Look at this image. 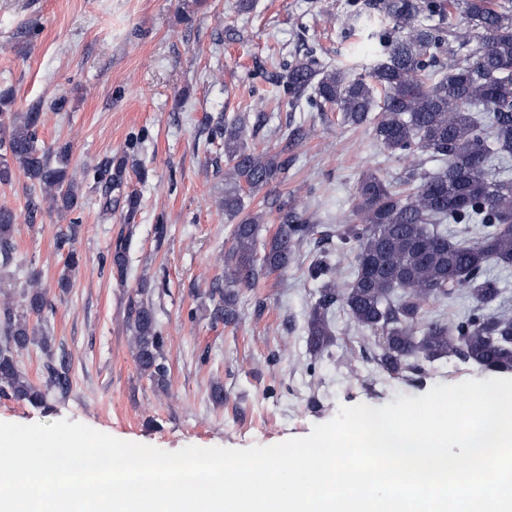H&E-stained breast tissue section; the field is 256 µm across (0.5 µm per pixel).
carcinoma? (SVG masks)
<instances>
[{
  "mask_svg": "<svg viewBox=\"0 0 512 512\" xmlns=\"http://www.w3.org/2000/svg\"><path fill=\"white\" fill-rule=\"evenodd\" d=\"M378 12L392 22L372 29L360 11L345 15L350 30L368 31L384 52L357 73L308 55L288 66L284 96L291 108L336 110L347 125H373L374 137L407 165L390 180L373 168L362 172L351 209L337 237L356 252V270L341 280L328 257L308 270L319 283L307 332L310 348L322 353L333 343L328 319L333 308L347 315L372 345V358L391 377L419 372L424 364L457 358L495 373L512 372V315L499 310L502 291L488 269L512 268V9L492 0H378ZM42 110L0 109V183L22 172L33 185L28 216L47 208L61 215L80 207L82 196L68 177L70 146L38 145ZM224 139V215L234 221L224 252V279L212 282V314L227 323L239 319L236 288H252L266 274L283 272L300 247L331 234L318 230L298 206L275 197L268 210H246L243 193L288 180L291 159L248 145V126L239 115L216 128ZM430 161L437 163L427 168ZM128 165L120 157L107 165L103 211L112 189L122 185ZM276 214L277 231L257 256L261 224ZM17 214L0 208V264L14 260ZM450 224L479 230L475 239L448 231ZM80 225L70 223L56 238L65 253L57 281L70 285L80 264L75 243ZM465 290L472 306L458 318L425 319V309L445 304ZM52 310L37 276L17 303L0 308V395L40 406L48 389L68 391V369L49 363L46 387L23 376L19 357L40 342L41 321ZM129 329L138 370L161 389L167 386L165 340L153 305L130 299Z\"/></svg>",
  "mask_w": 512,
  "mask_h": 512,
  "instance_id": "1",
  "label": "carcinoma"
}]
</instances>
